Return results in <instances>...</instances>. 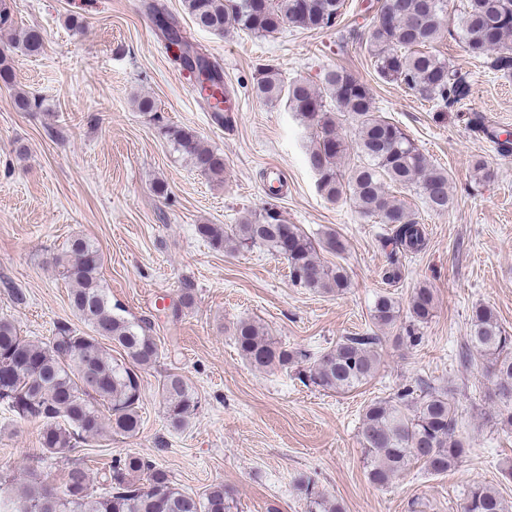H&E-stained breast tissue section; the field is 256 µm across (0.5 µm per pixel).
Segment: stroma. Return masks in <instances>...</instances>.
<instances>
[{"label":"stroma","instance_id":"obj_1","mask_svg":"<svg viewBox=\"0 0 512 512\" xmlns=\"http://www.w3.org/2000/svg\"><path fill=\"white\" fill-rule=\"evenodd\" d=\"M163 2L221 67L237 106L229 124L212 119L140 0H0L12 20L0 28V47H9L15 75L14 86L0 84V317L38 342L48 340L56 322H75L69 285L54 261L71 238L82 236L103 253L101 278L113 302L128 317L151 321L162 350L142 374V426L133 439L92 441L67 456L47 457L39 425L0 406V499L14 498L36 458L57 484L71 462H81L93 493L102 494L112 459L136 452L188 492L201 496L224 486L232 494L230 512H307L296 485L302 475L341 512H461L475 483L498 490L512 512V482L499 471L512 458V430L499 421L482 360L473 358L468 368L457 361L474 306L492 308L512 334V152L500 153L486 135L512 132V76L471 57L457 33L443 34L433 50L464 78L469 93L453 108L436 107L402 84L377 79L365 46L377 15L374 0H345L338 26H288L266 37L204 30L183 0ZM73 17L79 27L70 26ZM32 28L44 38L40 54L10 47V38ZM269 68L317 85L328 70L351 71L369 86L380 115L448 171L444 214L428 211L416 189L391 190L424 227L421 252L396 257L389 226L361 217L349 195L334 202L321 196L306 161L311 129L284 104L255 95L257 78ZM19 92L39 97L41 108L19 110ZM139 95L153 98L164 122L193 129L223 155V182L201 176L157 134L135 106ZM476 114L484 128L471 125ZM478 159L487 178L473 170ZM275 178L284 189L272 197L266 182ZM159 182L167 195L155 194ZM267 210L318 240L336 232L344 252L323 249L319 258L343 267L349 288L336 295L299 287L287 262L264 248L217 249L196 231ZM395 258L403 277L391 285L383 271ZM11 286L25 294L23 303L8 294ZM422 286L433 290L436 303L419 342L403 336L407 317L391 327L376 323L378 294L404 306ZM186 291L193 305L180 318L167 317L163 305ZM242 320L314 356L344 336L379 337L378 372L337 393L309 381L306 361L255 369L234 342ZM170 372L183 375L199 401L180 430L168 424L158 391ZM421 379L448 393L470 451L447 473L416 465L376 486L362 460L363 411Z\"/></svg>","mask_w":512,"mask_h":512}]
</instances>
